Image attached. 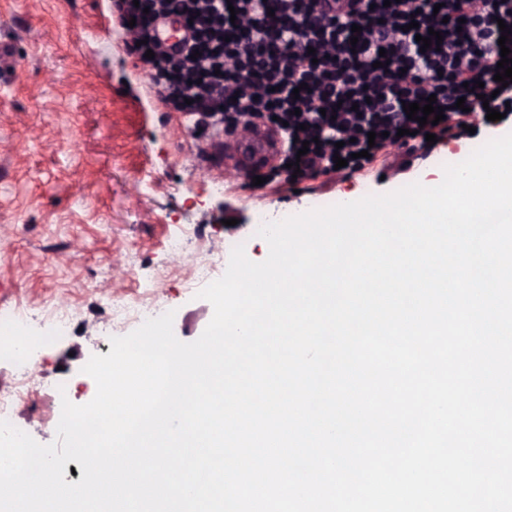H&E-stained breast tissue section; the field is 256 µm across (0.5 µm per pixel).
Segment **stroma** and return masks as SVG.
<instances>
[{
    "instance_id": "stroma-1",
    "label": "stroma",
    "mask_w": 512,
    "mask_h": 512,
    "mask_svg": "<svg viewBox=\"0 0 512 512\" xmlns=\"http://www.w3.org/2000/svg\"><path fill=\"white\" fill-rule=\"evenodd\" d=\"M112 0H0V316L27 307L36 341L0 358V390L27 369L37 392L13 407V425L41 444L56 439L63 401L96 393L82 368L136 330L113 321L112 295L154 288L159 313L173 312L176 337L197 340L213 316L188 277L209 258L211 279L232 246L264 261L253 214L272 220L343 198L433 180L448 158L473 151L491 126L354 173L322 177L307 190L244 187L232 168L209 171L191 137L192 117L161 102L128 50ZM187 234L183 249L171 238ZM72 331L55 336L52 313Z\"/></svg>"
}]
</instances>
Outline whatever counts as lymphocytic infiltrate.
<instances>
[{"label":"lymphocytic infiltrate","mask_w":512,"mask_h":512,"mask_svg":"<svg viewBox=\"0 0 512 512\" xmlns=\"http://www.w3.org/2000/svg\"><path fill=\"white\" fill-rule=\"evenodd\" d=\"M114 8L136 54L153 52L147 65L166 103L196 128L264 121L279 135L271 180L332 175L339 157L356 171L429 133L460 138L512 103V84L494 79L501 48L512 49V38L498 43L512 29V0H114ZM165 16L188 20V51L172 55L153 40ZM432 29L441 46L421 48ZM383 57L388 67H379ZM431 96L443 120L408 119L404 103Z\"/></svg>","instance_id":"f902f5d3"}]
</instances>
